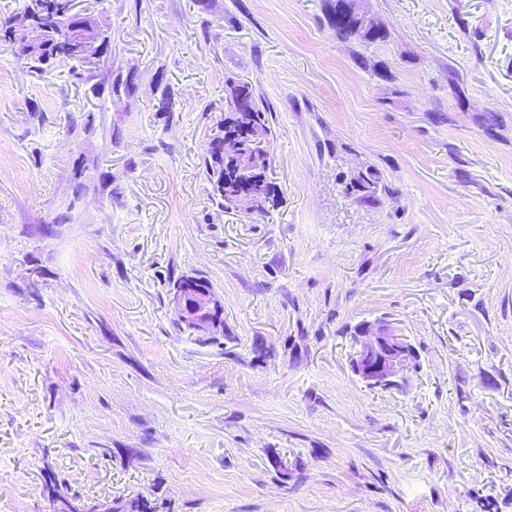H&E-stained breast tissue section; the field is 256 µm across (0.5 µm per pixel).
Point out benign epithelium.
I'll use <instances>...</instances> for the list:
<instances>
[{
	"mask_svg": "<svg viewBox=\"0 0 512 512\" xmlns=\"http://www.w3.org/2000/svg\"><path fill=\"white\" fill-rule=\"evenodd\" d=\"M15 41L20 46L38 43L39 33L18 17ZM172 302L179 320L197 334H204L222 307L201 283L186 279L174 287ZM417 354L408 339L386 321L363 324L358 332L350 364L353 373L373 387L390 386L395 379L415 368Z\"/></svg>",
	"mask_w": 512,
	"mask_h": 512,
	"instance_id": "obj_1",
	"label": "benign epithelium"
}]
</instances>
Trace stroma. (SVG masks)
Wrapping results in <instances>:
<instances>
[{
  "label": "stroma",
  "instance_id": "obj_1",
  "mask_svg": "<svg viewBox=\"0 0 512 512\" xmlns=\"http://www.w3.org/2000/svg\"><path fill=\"white\" fill-rule=\"evenodd\" d=\"M367 6L371 44L323 0H78L86 81L0 42V512H512V0ZM230 77L270 109L264 214L203 165ZM379 319L418 360L373 388ZM347 0H324L325 15L336 30V36L344 41L377 42L384 38L382 32L373 34L363 33L350 21L345 22L341 17L342 6ZM352 182H358L361 184L364 192L358 197V199L365 203L377 202L379 200V195L387 190L386 186L381 183L379 175L370 167L365 171H359L357 176L352 178L349 183H346V185L350 184L349 186L352 187ZM183 278L178 279L174 286ZM172 302L181 323L198 335L210 330L216 314L222 310L208 288L190 279L182 280L174 287ZM417 354L405 336L386 321L363 324L350 364L353 373L373 387L390 386L415 368Z\"/></svg>",
  "mask_w": 512,
  "mask_h": 512
}]
</instances>
